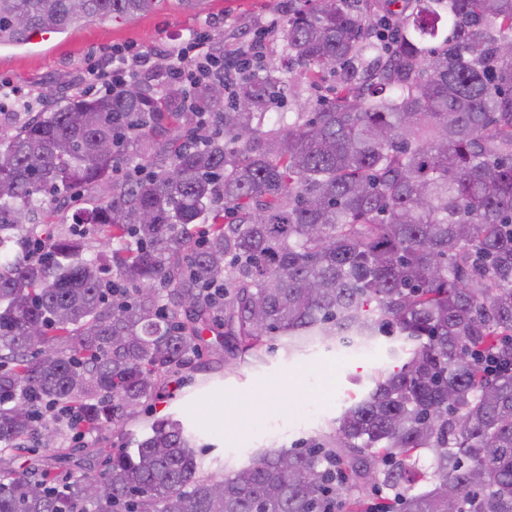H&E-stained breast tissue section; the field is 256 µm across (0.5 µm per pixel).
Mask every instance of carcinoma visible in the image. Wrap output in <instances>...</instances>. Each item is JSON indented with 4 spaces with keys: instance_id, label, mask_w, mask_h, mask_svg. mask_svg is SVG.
Listing matches in <instances>:
<instances>
[{
    "instance_id": "cac0c4a2",
    "label": "carcinoma",
    "mask_w": 512,
    "mask_h": 512,
    "mask_svg": "<svg viewBox=\"0 0 512 512\" xmlns=\"http://www.w3.org/2000/svg\"><path fill=\"white\" fill-rule=\"evenodd\" d=\"M160 3L0 0V46ZM283 36L340 78L291 121L302 78L257 65L229 103L218 71L191 104L133 78L0 129V512H366L375 487L388 512H512V370L476 358L512 361V0H294ZM381 336L403 364L302 447L224 475L170 415L129 437L205 355ZM67 433L89 441L63 480Z\"/></svg>"
}]
</instances>
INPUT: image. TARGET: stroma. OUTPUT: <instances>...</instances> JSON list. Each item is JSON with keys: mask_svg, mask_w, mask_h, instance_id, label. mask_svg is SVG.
I'll return each instance as SVG.
<instances>
[{"mask_svg": "<svg viewBox=\"0 0 512 512\" xmlns=\"http://www.w3.org/2000/svg\"><path fill=\"white\" fill-rule=\"evenodd\" d=\"M288 0H163L154 12L125 20L99 19L50 41L22 47H0V80L9 81L22 97L37 101L41 91L57 94L87 91V68L105 51L138 45L156 74L168 54L196 33L237 45L257 29L266 31L264 62L279 63L286 43L281 23ZM387 340L369 350L314 344L285 355L264 346L259 356L245 355L232 369L195 372V381L159 401L151 415H174L195 433L206 462L225 471L247 464L260 449L294 448L329 430L332 420L352 398L363 394L378 372L399 367Z\"/></svg>", "mask_w": 512, "mask_h": 512, "instance_id": "obj_1", "label": "stroma"}]
</instances>
